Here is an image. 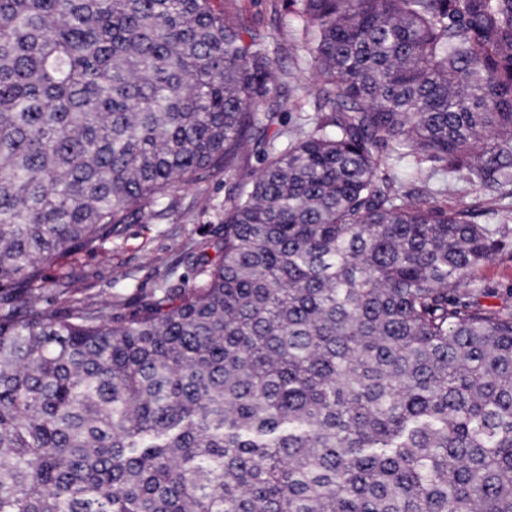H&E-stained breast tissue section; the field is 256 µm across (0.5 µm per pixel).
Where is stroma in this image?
<instances>
[{"mask_svg": "<svg viewBox=\"0 0 512 512\" xmlns=\"http://www.w3.org/2000/svg\"><path fill=\"white\" fill-rule=\"evenodd\" d=\"M232 15L246 27L270 36L271 56L290 74L292 117L313 114L319 83L308 59L302 54L289 56L275 43L284 34L298 44L309 37L288 0H235ZM383 163L393 169L401 191L413 197L427 199L443 189L449 205L463 201L471 206L477 223L512 225V194L505 187L487 184L474 188L462 174L443 170L430 172L422 182L414 179L408 164H394L388 156ZM258 168L255 155L244 150L240 169L214 170L184 186L174 195L170 209L146 206L126 224L121 236L99 249L59 255L42 272L39 306L106 307L117 315L143 301L164 279L192 286L189 256L205 242L223 235L225 200L242 182L251 180Z\"/></svg>", "mask_w": 512, "mask_h": 512, "instance_id": "obj_1", "label": "stroma"}]
</instances>
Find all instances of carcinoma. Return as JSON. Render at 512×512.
<instances>
[{"mask_svg": "<svg viewBox=\"0 0 512 512\" xmlns=\"http://www.w3.org/2000/svg\"><path fill=\"white\" fill-rule=\"evenodd\" d=\"M230 2L0 0V289L261 164L192 287L0 302V512H512V309L475 279L512 228L379 156L512 183V0H289L292 136Z\"/></svg>", "mask_w": 512, "mask_h": 512, "instance_id": "1", "label": "carcinoma"}]
</instances>
